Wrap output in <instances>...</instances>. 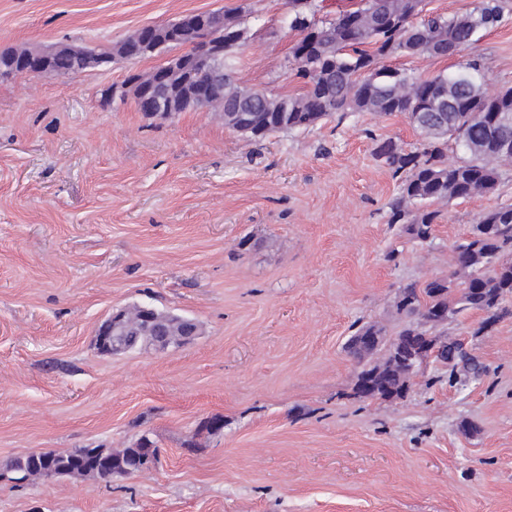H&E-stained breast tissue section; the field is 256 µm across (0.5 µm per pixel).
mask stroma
<instances>
[{
    "instance_id": "35a3bbf8",
    "label": "stroma",
    "mask_w": 512,
    "mask_h": 512,
    "mask_svg": "<svg viewBox=\"0 0 512 512\" xmlns=\"http://www.w3.org/2000/svg\"><path fill=\"white\" fill-rule=\"evenodd\" d=\"M249 9L234 78L300 92L288 0H0V51L109 49L188 12ZM160 57L69 76L0 79V512H512V299L438 326L478 378L434 361L403 397L355 395L351 336L395 334L399 287L453 269L477 218L512 203L445 204L429 240L387 221L400 181L377 141H422L402 114L336 113L256 141L208 107L139 112L105 91ZM479 63L512 87V13L450 57L400 55L419 78ZM137 304L195 319L194 340L104 355L96 331ZM221 417L216 432L203 421ZM147 472L17 480L32 451L120 450Z\"/></svg>"
}]
</instances>
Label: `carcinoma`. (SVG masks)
I'll return each mask as SVG.
<instances>
[{
	"instance_id": "1",
	"label": "carcinoma",
	"mask_w": 512,
	"mask_h": 512,
	"mask_svg": "<svg viewBox=\"0 0 512 512\" xmlns=\"http://www.w3.org/2000/svg\"><path fill=\"white\" fill-rule=\"evenodd\" d=\"M293 6L290 27L300 32L299 47L305 49L297 61V76L305 90L299 94H265L240 88L231 73L236 50L251 39L250 30L242 27L244 37L225 29L212 32L213 42L224 48V99L205 94L194 81L170 74L167 64L156 67L146 78L133 75L127 83L138 90L146 79L166 78L179 88L175 102L178 112L208 105L215 111L243 110L242 121L252 138H264L274 132L306 130L339 112H370L374 115L401 113L413 118L415 128L424 136L420 146L406 150L391 139L377 142L375 156L401 177L400 194L389 206V223L406 224L412 236L429 239L441 211L434 205L451 199H466L496 191L504 168L512 166V151L502 153L497 141H512V125L493 121L499 112L512 113V88L490 92L472 72L440 74L420 80L405 72L381 65L389 57L402 54H426L445 57L473 42L482 32L501 22L504 13L512 12V0H480L472 11L447 17L430 15L418 23L413 19L424 12L425 0H357L336 11V16L321 23L308 19L321 6L315 2L298 9ZM192 29L178 24L144 26L119 42L115 51L61 50L52 60L54 75H68L110 62L113 55L140 59V43L150 41L169 50L192 42ZM29 48L0 51V74H25ZM464 148L465 158L448 157V143ZM512 252V204L498 206L483 213L473 225L471 236L454 249V271L441 283L428 282L419 288L408 284L398 289L396 307L408 316L433 315L448 311L453 317L463 310H476L485 318L476 334L490 331L499 318L501 301L512 296V260L502 255ZM126 335L133 347L150 345L152 329L135 307L127 312ZM427 328L422 323L408 324L397 332L408 349L421 347ZM447 364L450 372L463 365L476 369L473 358L456 340H448ZM375 379V397L387 400L408 387L404 369L390 361L369 363L358 378ZM151 446L147 438L135 448L112 451L106 448H72L47 451L52 465L35 455L14 461L13 470L21 479L56 476L103 477L120 463L134 473L141 471V451Z\"/></svg>"
}]
</instances>
